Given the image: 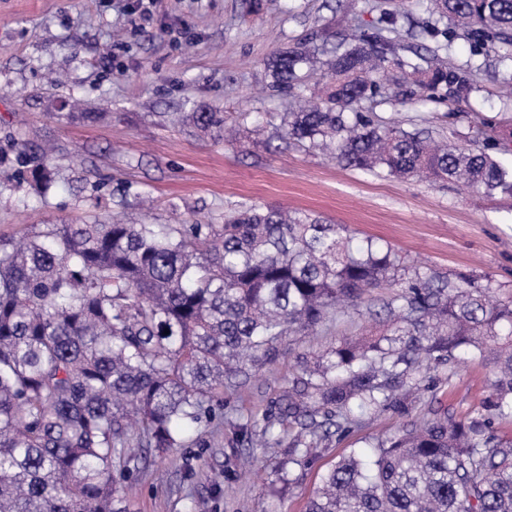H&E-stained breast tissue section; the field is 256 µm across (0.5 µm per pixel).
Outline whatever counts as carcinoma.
I'll return each mask as SVG.
<instances>
[{
  "label": "carcinoma",
  "mask_w": 512,
  "mask_h": 512,
  "mask_svg": "<svg viewBox=\"0 0 512 512\" xmlns=\"http://www.w3.org/2000/svg\"><path fill=\"white\" fill-rule=\"evenodd\" d=\"M427 11V34L443 41L408 56L382 25L272 58V87L293 98L282 137L360 170L511 198L512 166L489 148L511 152L512 142L437 140L375 112L390 86H406L453 120L473 81L441 56L458 39L472 57L512 62V0H427ZM173 121L227 128L212 110ZM16 164L18 180L46 197L49 156L22 153ZM384 285L398 289L376 312L386 333L301 361L259 447L306 465L364 415H409L436 388L431 368L451 377L465 352L494 369L482 410L408 422L368 463L341 457L305 512H512V439L495 427L512 417V297L410 271L392 247L356 243L343 224L256 207L222 224H44L0 240V512H127L124 482L145 449L201 441L224 384L273 361L282 337L330 327L339 306Z\"/></svg>",
  "instance_id": "cac0c4a2"
}]
</instances>
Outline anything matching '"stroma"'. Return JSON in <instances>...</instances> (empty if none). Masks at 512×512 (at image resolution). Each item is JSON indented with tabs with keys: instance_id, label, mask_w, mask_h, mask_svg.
<instances>
[{
	"instance_id": "1",
	"label": "stroma",
	"mask_w": 512,
	"mask_h": 512,
	"mask_svg": "<svg viewBox=\"0 0 512 512\" xmlns=\"http://www.w3.org/2000/svg\"><path fill=\"white\" fill-rule=\"evenodd\" d=\"M390 14L399 33L430 17L419 0H0V153L53 147L56 183L46 198L14 189L0 166V237L37 224L124 218L148 224H220L232 211L259 205L309 212L347 225L355 240L394 248L406 265L440 276L490 282L512 294V201L453 184L432 185L346 166L278 138L288 101L270 86L268 59L311 38L369 32ZM497 65L483 66L457 117L444 106L409 100L378 115L454 140L477 128L497 137L506 103ZM75 99L103 120L54 118L52 100ZM209 107L230 114L240 133L226 140L172 122L175 112ZM337 326L315 336L293 334L274 360L224 390V424L203 443L150 451L127 482L129 512H305L321 475L343 455L372 454L377 438L407 419L445 409L480 410L492 368L471 360L423 392L410 416H365L332 438L305 467H292L283 494H272L284 459L279 448H251L240 424L275 409L299 357L375 331L364 307L345 306Z\"/></svg>"
}]
</instances>
